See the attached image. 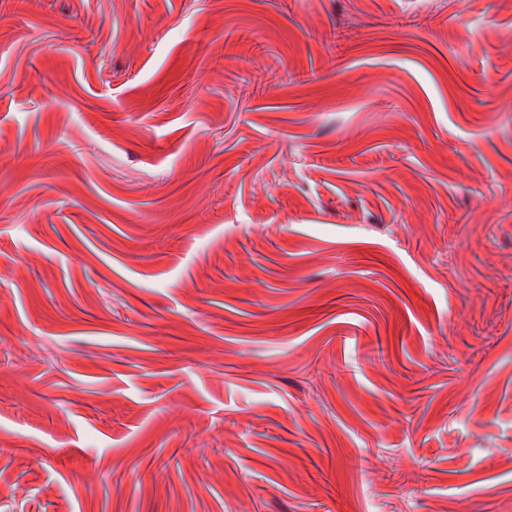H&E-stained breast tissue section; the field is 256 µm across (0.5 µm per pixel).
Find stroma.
<instances>
[{
  "instance_id": "obj_1",
  "label": "stroma",
  "mask_w": 512,
  "mask_h": 512,
  "mask_svg": "<svg viewBox=\"0 0 512 512\" xmlns=\"http://www.w3.org/2000/svg\"><path fill=\"white\" fill-rule=\"evenodd\" d=\"M503 0H0V512H512Z\"/></svg>"
}]
</instances>
